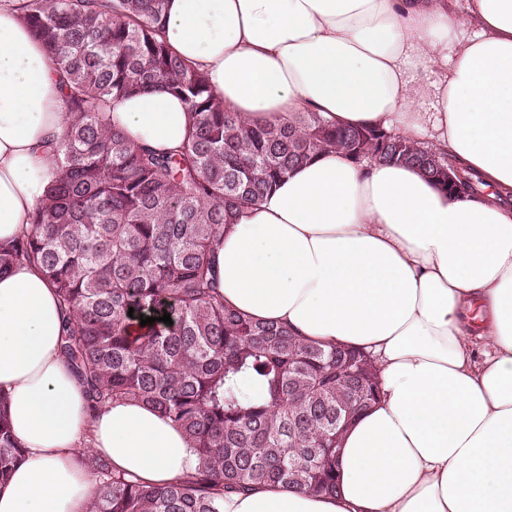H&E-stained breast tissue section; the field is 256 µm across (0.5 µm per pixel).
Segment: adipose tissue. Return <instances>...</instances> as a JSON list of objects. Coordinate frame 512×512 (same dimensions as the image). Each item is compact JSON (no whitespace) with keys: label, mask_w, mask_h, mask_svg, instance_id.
<instances>
[{"label":"adipose tissue","mask_w":512,"mask_h":512,"mask_svg":"<svg viewBox=\"0 0 512 512\" xmlns=\"http://www.w3.org/2000/svg\"><path fill=\"white\" fill-rule=\"evenodd\" d=\"M162 36L250 122L380 127L484 182L456 196L413 166L329 152L226 227L225 303L369 352L381 397L343 438L338 495L260 486L225 494L224 512H512V0H167ZM105 118L172 150L189 112L150 89ZM66 122L43 44L0 7V246L29 233ZM62 328L38 267L0 274V392L25 451L0 512H86L85 444L149 483L197 465L153 409H89Z\"/></svg>","instance_id":"ef3b65f1"}]
</instances>
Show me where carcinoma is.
Masks as SVG:
<instances>
[{"label": "carcinoma", "mask_w": 512, "mask_h": 512, "mask_svg": "<svg viewBox=\"0 0 512 512\" xmlns=\"http://www.w3.org/2000/svg\"><path fill=\"white\" fill-rule=\"evenodd\" d=\"M59 73L67 125L31 233L0 247V272L42 269L59 297L61 352L96 411L137 401L187 436L198 465L158 485L82 452L98 481L87 512H223L224 493L281 484L335 495L336 437L379 394L357 348L326 347L224 305L215 246L241 209L335 151L411 165L441 187L447 155L316 112L286 125L227 112L206 75L161 38L166 0H6ZM190 112L185 142L158 152L108 125L111 97L151 88ZM134 313L161 317L131 329ZM0 393V484L23 458Z\"/></svg>", "instance_id": "1"}]
</instances>
